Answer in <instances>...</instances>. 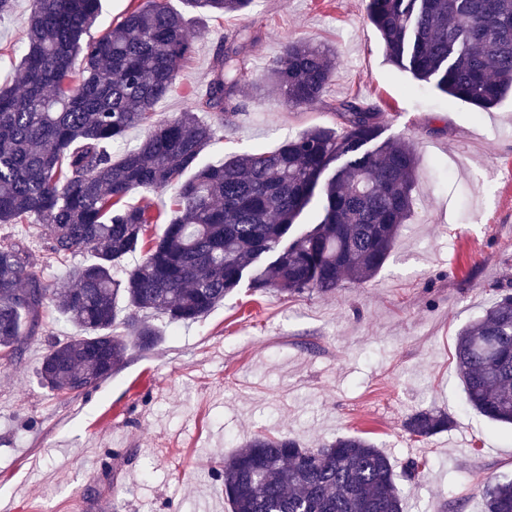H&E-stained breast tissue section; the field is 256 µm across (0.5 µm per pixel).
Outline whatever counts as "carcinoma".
Listing matches in <instances>:
<instances>
[{
  "instance_id": "obj_1",
  "label": "carcinoma",
  "mask_w": 512,
  "mask_h": 512,
  "mask_svg": "<svg viewBox=\"0 0 512 512\" xmlns=\"http://www.w3.org/2000/svg\"><path fill=\"white\" fill-rule=\"evenodd\" d=\"M14 86L0 88V224H41L57 259L88 254L68 281L50 284L20 238H0V359L12 360L49 311L74 334L38 365L56 396L85 394L128 351H151L172 324L199 321L241 288L328 294L382 269L413 208L418 158L412 143L376 144L381 116L353 96L339 100L340 129L313 127L275 150L230 153L200 165L215 138L198 113L224 121L262 84L291 107L322 96L335 68L328 50L291 39L260 76L239 33L217 43L205 91L175 117L156 108L191 51L181 13L141 0L96 41L98 0H31ZM208 15L246 12L253 0H187ZM368 18L387 56L441 92L486 110L512 94V0H369ZM137 126L141 142L114 160ZM176 189L174 208L127 205L136 190ZM319 221L295 233L315 196ZM152 224H162L158 236ZM141 260L122 267L129 256ZM124 332L118 333V325ZM457 369L469 407L512 426V292L459 331ZM434 407L406 430L448 429ZM395 464L362 436L308 448L259 435L224 459L230 512H403ZM485 512H512V476L487 481Z\"/></svg>"
}]
</instances>
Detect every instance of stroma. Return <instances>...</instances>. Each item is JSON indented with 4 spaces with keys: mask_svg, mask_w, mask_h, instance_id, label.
<instances>
[{
    "mask_svg": "<svg viewBox=\"0 0 512 512\" xmlns=\"http://www.w3.org/2000/svg\"><path fill=\"white\" fill-rule=\"evenodd\" d=\"M29 13L14 0L0 19V87L13 83ZM187 27L196 38L177 92L157 106L165 116L190 106L217 42L236 30L257 71L291 38L336 57L319 101L291 107L272 88L242 101L201 163L334 125L336 100L356 95L383 113L381 140L416 149L412 213L368 281L313 296L242 289L187 327L153 316L162 342L79 396L39 383L49 343L73 334L48 316L17 358L0 360V512H69L77 491L111 498L114 512H230L225 456L284 433L307 446L361 435L395 463L421 461L415 479H397L404 512H483V483L512 475V429L467 407L455 342L512 289V98L480 110L416 80L388 59L365 0H256L231 19L189 15ZM13 235L48 282L68 278L72 261L49 255L41 225H0ZM429 406L447 412V431L409 434L408 414Z\"/></svg>",
    "mask_w": 512,
    "mask_h": 512,
    "instance_id": "1",
    "label": "stroma"
}]
</instances>
